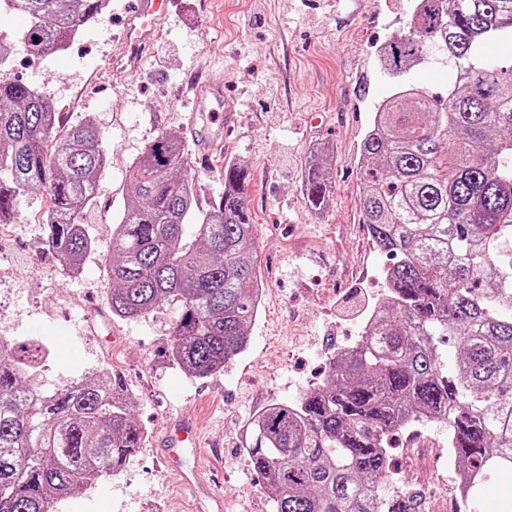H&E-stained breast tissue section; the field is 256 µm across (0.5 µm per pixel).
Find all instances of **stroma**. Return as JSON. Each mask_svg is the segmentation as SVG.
<instances>
[{
  "mask_svg": "<svg viewBox=\"0 0 512 512\" xmlns=\"http://www.w3.org/2000/svg\"><path fill=\"white\" fill-rule=\"evenodd\" d=\"M129 2L112 0L109 20L86 27L67 52L35 61L21 40L26 19L0 12L9 73L46 91L66 122L93 120L109 156L84 215L97 248L77 277H67L43 245L38 218L46 195L21 198L0 237V336L35 338L50 349L40 377L50 392L112 367L135 396L136 421L148 435L120 473L58 503L57 512L78 505L85 512H196L151 441L178 415L203 425L205 448L186 463L213 476L224 512H272L247 460L243 427L260 408L323 384L329 355L362 336L358 309L387 294L383 271L391 260L374 247L360 207V144L391 89L378 51L407 32L414 0H171L160 37L135 70L116 61ZM454 75L432 48L403 80L443 96ZM195 80L223 86L224 112L192 127ZM165 132L187 143L204 199L222 192L226 162L244 160L253 171L244 199L256 225L264 300L247 349L203 379L170 358L176 308L135 320L110 309L105 259L129 167ZM317 152L332 181L319 211L301 188ZM447 441L444 423H427L411 448L404 433L393 436L387 484L406 487L413 512L445 508L435 454Z\"/></svg>",
  "mask_w": 512,
  "mask_h": 512,
  "instance_id": "stroma-1",
  "label": "stroma"
}]
</instances>
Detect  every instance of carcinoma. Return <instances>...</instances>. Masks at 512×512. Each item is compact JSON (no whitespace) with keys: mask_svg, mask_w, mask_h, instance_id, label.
Wrapping results in <instances>:
<instances>
[{"mask_svg":"<svg viewBox=\"0 0 512 512\" xmlns=\"http://www.w3.org/2000/svg\"><path fill=\"white\" fill-rule=\"evenodd\" d=\"M106 0H0L24 15L27 51L69 49ZM438 46L456 68L435 100L399 83L361 142L364 223L393 264L387 304L364 335L329 362L328 379L291 404L254 416L250 466L274 512H412L382 494L388 437L423 418L449 426L448 447L474 488L491 469L512 472V0H417L407 35L381 52L401 75ZM107 164L100 133L68 124L46 93L0 77V224L20 198L50 199L44 245L77 275L96 241L82 224ZM224 190L204 204L178 136L162 133L132 163L106 259L112 316L175 306L173 361L206 378L242 353L261 305L248 165H224ZM332 181L325 159L305 169L315 209ZM454 338L452 370L441 343ZM43 345L0 339V512H54L126 465L145 443L135 399L104 373L53 393L38 384Z\"/></svg>","mask_w":512,"mask_h":512,"instance_id":"1","label":"carcinoma"}]
</instances>
